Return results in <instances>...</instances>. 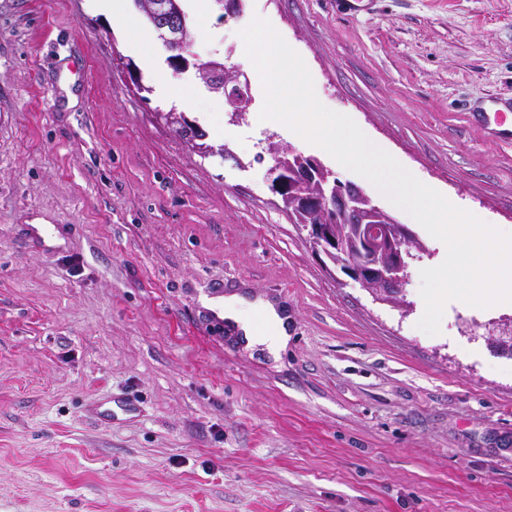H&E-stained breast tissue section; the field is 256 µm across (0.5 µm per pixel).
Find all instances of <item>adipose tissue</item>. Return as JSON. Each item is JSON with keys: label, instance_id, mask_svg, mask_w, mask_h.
Listing matches in <instances>:
<instances>
[{"label": "adipose tissue", "instance_id": "adipose-tissue-1", "mask_svg": "<svg viewBox=\"0 0 512 512\" xmlns=\"http://www.w3.org/2000/svg\"><path fill=\"white\" fill-rule=\"evenodd\" d=\"M207 306L219 316L232 321L243 333L247 343L263 344L271 355H278L288 345V317L273 302H252L241 295L233 294L209 299ZM257 311L266 320V331L260 337L256 336L252 324V315Z\"/></svg>", "mask_w": 512, "mask_h": 512}]
</instances>
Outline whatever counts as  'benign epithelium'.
Segmentation results:
<instances>
[{"label": "benign epithelium", "mask_w": 512, "mask_h": 512, "mask_svg": "<svg viewBox=\"0 0 512 512\" xmlns=\"http://www.w3.org/2000/svg\"><path fill=\"white\" fill-rule=\"evenodd\" d=\"M134 5L153 23L157 39L169 52L167 63L175 73L194 69L195 77L211 92L224 95L233 114L247 111L251 97L246 76L215 62L190 63L187 53L191 32L179 0H134ZM270 175L273 193L284 201L293 197L298 210L316 218V223L304 228L312 251L323 258L330 273L343 274L377 301L398 300L408 281L410 248L416 241L408 227L392 217L381 218V208L362 188L332 177L315 157L286 164L276 153ZM338 213L348 218L356 232L360 256L355 260L344 254L331 224V218ZM492 326L499 348L512 349V320L504 318L492 322Z\"/></svg>", "instance_id": "7a95c632"}]
</instances>
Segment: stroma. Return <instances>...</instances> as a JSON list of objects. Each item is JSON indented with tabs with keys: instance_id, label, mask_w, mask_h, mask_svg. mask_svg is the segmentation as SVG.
<instances>
[{
	"instance_id": "1",
	"label": "stroma",
	"mask_w": 512,
	"mask_h": 512,
	"mask_svg": "<svg viewBox=\"0 0 512 512\" xmlns=\"http://www.w3.org/2000/svg\"><path fill=\"white\" fill-rule=\"evenodd\" d=\"M198 61L244 73L249 108L193 74L180 111L230 159L166 124L157 41L97 0H0V512H512V308L448 302L420 330L440 241L368 180L274 121L238 32L268 19L320 102L418 180L512 227V142L472 110L512 97V0H183ZM151 92L137 95L119 59ZM173 74V73H172ZM318 158L425 246L409 309L333 279L270 188L269 143ZM44 225L49 247L31 237ZM279 302V358L222 334L214 284ZM477 320V335L460 332ZM136 410L84 415L106 395Z\"/></svg>"
}]
</instances>
